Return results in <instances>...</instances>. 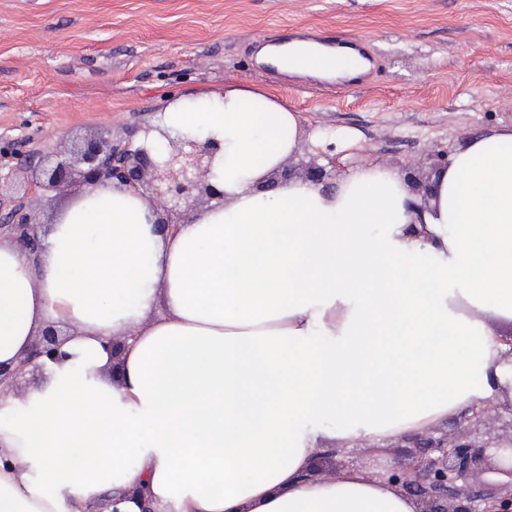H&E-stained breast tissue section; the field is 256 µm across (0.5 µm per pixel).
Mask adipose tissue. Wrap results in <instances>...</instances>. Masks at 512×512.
<instances>
[{"label":"adipose tissue","mask_w":512,"mask_h":512,"mask_svg":"<svg viewBox=\"0 0 512 512\" xmlns=\"http://www.w3.org/2000/svg\"><path fill=\"white\" fill-rule=\"evenodd\" d=\"M261 55L318 76L365 68L342 46ZM303 133L254 86L178 98L149 139L220 142L223 202L164 236L108 182L54 212L38 253L0 242V366L49 327L64 354L0 401V512H85L106 496L117 512H417L391 481L315 477L312 461L512 403L497 328L512 323V125L458 148L421 211L404 174L375 163L328 193L262 189Z\"/></svg>","instance_id":"ef3b65f1"}]
</instances>
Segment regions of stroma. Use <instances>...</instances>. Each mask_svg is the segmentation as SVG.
Wrapping results in <instances>:
<instances>
[{
  "instance_id": "stroma-1",
  "label": "stroma",
  "mask_w": 512,
  "mask_h": 512,
  "mask_svg": "<svg viewBox=\"0 0 512 512\" xmlns=\"http://www.w3.org/2000/svg\"><path fill=\"white\" fill-rule=\"evenodd\" d=\"M315 28L367 61L352 79L279 72L264 46ZM256 86L323 135L344 177L366 161L396 170L436 145L456 150L512 124V0H0V199L26 175L6 147L48 154L111 127L133 139L188 92ZM497 440V422L462 411L429 435L318 455L313 471L387 478L427 437Z\"/></svg>"
}]
</instances>
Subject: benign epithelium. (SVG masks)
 Here are the masks:
<instances>
[{
	"instance_id": "obj_1",
	"label": "benign epithelium",
	"mask_w": 512,
	"mask_h": 512,
	"mask_svg": "<svg viewBox=\"0 0 512 512\" xmlns=\"http://www.w3.org/2000/svg\"><path fill=\"white\" fill-rule=\"evenodd\" d=\"M221 145L215 140L199 142L191 139L168 138L166 152L154 155L146 144L131 140L112 141L109 127L97 129L94 134L75 146L70 155L49 156L15 148L22 168L30 173L25 194L0 216V235L4 234L23 250L34 254L41 249L38 223L34 214L49 205L53 199L75 182L97 185L105 181L117 182L134 188L159 215L157 228L163 234H175L192 210L208 205L213 200H224V192L210 183L217 153ZM308 160L291 166L284 164L269 178V185L300 178L324 183L336 176L333 163H319L324 154L304 151ZM417 167L406 168L409 186L428 201L431 193V175ZM62 358L56 330L49 328L37 336L23 361L12 370L0 368V397L19 388L18 380L27 368L39 371L37 360ZM440 456L410 463L395 476L396 481L416 493L419 512H449L439 500L448 495V484L468 474L493 469L512 475V441L506 447H496V453L487 454V448L469 443H448L439 438L426 444Z\"/></svg>"
}]
</instances>
